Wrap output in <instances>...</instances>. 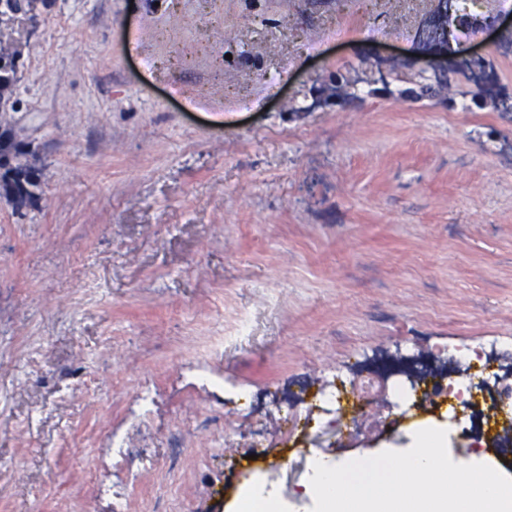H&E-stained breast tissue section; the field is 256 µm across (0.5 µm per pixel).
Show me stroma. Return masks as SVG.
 I'll return each instance as SVG.
<instances>
[{
	"label": "stroma",
	"mask_w": 512,
	"mask_h": 512,
	"mask_svg": "<svg viewBox=\"0 0 512 512\" xmlns=\"http://www.w3.org/2000/svg\"><path fill=\"white\" fill-rule=\"evenodd\" d=\"M512 97V0H451ZM436 0H36L0 134L40 175L0 194V512H235L253 433L288 512L344 445L324 368L512 337V112L431 82ZM355 97L337 106L334 90ZM225 338L213 350L217 338ZM203 367L209 382L195 376ZM153 386L142 410L138 387ZM424 24H427L425 30H430V29H435V28H437L438 30H441L443 28L446 30L448 29V37L450 36V29L447 28L446 26H444L440 20L435 19V18L432 19V17L430 15L425 19ZM482 24H483V21L477 19V17H470V19H469L468 16H465V15L460 16V17L454 16V18L451 17L449 20V25L452 28L451 36L455 40H456V35L454 33V30L460 31L462 29H467V30H471V31L475 32L476 30H478L479 28L482 27ZM459 28H461V29H459ZM420 43L422 44L423 52L428 55V58L423 56L420 59V62L425 64L428 69L435 73V84H423L420 86L419 92H416L413 89H406L402 92V95L412 99H422L424 97H433L435 95L441 96L442 90L450 88V78L448 74L454 73V70L450 67H448V69L444 68H447L448 56L455 53V50L451 48L450 39L447 37L443 38L435 32H429L427 35H423ZM447 51V54L445 53L443 56L440 55ZM435 53L440 54L438 55ZM440 70L442 71L439 72Z\"/></svg>",
	"instance_id": "obj_1"
}]
</instances>
